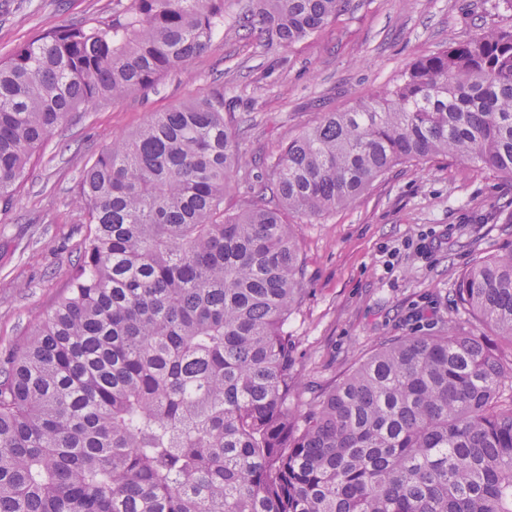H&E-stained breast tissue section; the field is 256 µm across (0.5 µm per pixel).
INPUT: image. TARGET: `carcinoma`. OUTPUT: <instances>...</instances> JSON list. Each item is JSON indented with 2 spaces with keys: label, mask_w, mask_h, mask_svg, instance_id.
<instances>
[{
  "label": "carcinoma",
  "mask_w": 512,
  "mask_h": 512,
  "mask_svg": "<svg viewBox=\"0 0 512 512\" xmlns=\"http://www.w3.org/2000/svg\"><path fill=\"white\" fill-rule=\"evenodd\" d=\"M343 3L237 0L235 22L287 48ZM224 12L128 0L0 61V199L54 130L185 67ZM437 156L512 178V28L327 113L233 212L224 90L113 142L80 182L94 228L66 294L0 361V512H512V357L475 336L394 338L294 405L285 325L304 272L285 216L311 222ZM456 296L512 345V248L475 260Z\"/></svg>",
  "instance_id": "1"
}]
</instances>
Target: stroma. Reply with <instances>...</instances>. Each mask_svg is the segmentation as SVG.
<instances>
[{
  "mask_svg": "<svg viewBox=\"0 0 512 512\" xmlns=\"http://www.w3.org/2000/svg\"><path fill=\"white\" fill-rule=\"evenodd\" d=\"M114 9L115 0H0V60L50 27L111 22ZM508 26L512 0H345L335 21L284 49L244 38L228 20L187 68L90 105L0 202V356L31 334L80 260L90 226L74 199L84 170L117 137L223 88L244 148L224 197L234 209L256 159L277 155L323 113L351 111L417 59ZM291 231L305 272L286 323L300 400L327 392L397 336L450 328L512 355L454 296L475 259L512 246V178L443 156L401 164L350 205Z\"/></svg>",
  "mask_w": 512,
  "mask_h": 512,
  "instance_id": "1",
  "label": "stroma"
}]
</instances>
